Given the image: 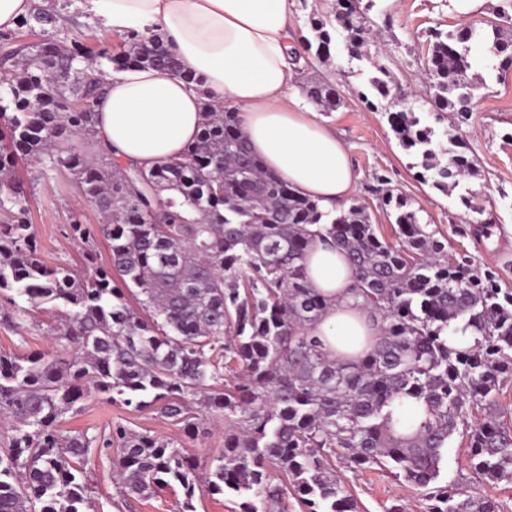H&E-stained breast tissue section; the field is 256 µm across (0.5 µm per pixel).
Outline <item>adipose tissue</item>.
<instances>
[{
    "mask_svg": "<svg viewBox=\"0 0 512 512\" xmlns=\"http://www.w3.org/2000/svg\"><path fill=\"white\" fill-rule=\"evenodd\" d=\"M111 31L150 28L179 58L182 74L131 67L108 77L95 104L99 145L124 165L151 168L181 157L203 122L202 102L240 113L254 154L301 195L330 209L359 179L341 140L288 90L302 64L290 34V0H82ZM193 81H186V74ZM308 279L330 307L316 331L330 357L360 350L368 312L351 297L344 253L315 244Z\"/></svg>",
    "mask_w": 512,
    "mask_h": 512,
    "instance_id": "ef3b65f1",
    "label": "adipose tissue"
}]
</instances>
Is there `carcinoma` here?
<instances>
[{
    "label": "carcinoma",
    "instance_id": "cac0c4a2",
    "mask_svg": "<svg viewBox=\"0 0 512 512\" xmlns=\"http://www.w3.org/2000/svg\"><path fill=\"white\" fill-rule=\"evenodd\" d=\"M335 18L310 21L301 48L330 54L336 33L351 50L365 45L360 0H338ZM68 4L0 32V67L12 76L0 92V306L5 324L24 328L38 313L59 314L48 335L74 348L0 351V512H90L85 462L112 454L126 499L173 485L182 512L202 492L242 499L240 512H359L336 463L373 466L403 480L423 512H501L488 495L462 496L440 482L448 440L468 438L470 467L491 484L512 483V428L497 419V396L512 381V289L475 275L466 260L448 262V241L419 222L402 195H386L399 241L378 235L367 208L334 214L303 197L249 149L239 113L205 100L196 139L177 161L122 174L70 144L98 146L96 113L70 108L105 86L104 65L164 67L160 35H120L118 51L91 30V41L60 50ZM476 30L438 29L424 61L432 106L444 118L470 111L465 46ZM488 50L512 68V42L492 25ZM371 81L366 104L390 103L400 145L422 156V178L448 187L473 174L461 143L449 163H434L435 130L395 104L387 71ZM311 101L341 105L336 88L304 86ZM31 159L52 177L70 174L104 224L68 225L69 236L109 243V263L87 255L90 271L48 266L27 223L28 194L15 176ZM342 250L354 274V298L377 322L378 336L354 357L333 359L315 323L328 299L311 287L306 256L319 240ZM468 333L471 343L453 344ZM91 397L151 409L189 438L207 415L224 416V452L200 475L174 439L117 423L94 434H64L68 414Z\"/></svg>",
    "mask_w": 512,
    "mask_h": 512
}]
</instances>
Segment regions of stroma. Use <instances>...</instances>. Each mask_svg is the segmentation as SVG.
I'll use <instances>...</instances> for the list:
<instances>
[{
    "mask_svg": "<svg viewBox=\"0 0 512 512\" xmlns=\"http://www.w3.org/2000/svg\"><path fill=\"white\" fill-rule=\"evenodd\" d=\"M369 16L372 25L368 47L354 56L339 39L330 58L305 56L292 94L302 95L304 86L311 82L336 85L341 106L333 112L318 111L317 116L336 132L361 174L349 202L368 208L381 235L390 240L395 234L394 213L382 203L383 191L388 188L411 201L421 223L431 225L438 236L447 237L449 259L466 255L477 271H492L502 287L512 288V242L503 234L505 226L512 225V70H499L494 57L476 49L477 62L469 74L475 95L473 112L465 118L452 114L436 120L423 61L430 30L453 32L462 27L450 0H374ZM384 70L395 78L407 107L423 123L466 145L476 176L446 191L420 179L419 157L400 146L384 109H368L360 98L371 80ZM16 176L28 190L27 219L46 263L66 262L81 271L89 253L97 263H108L110 251L105 240L86 246L66 234L72 220L85 224L101 221L100 212L87 202L73 176L46 178L40 167L29 161L19 162ZM465 196L477 198L482 213L468 211L461 203ZM458 225L471 227V234L455 235L453 229ZM117 422L140 432L183 437L179 427L168 424L155 412L136 411L104 399L85 402L78 414L67 416L64 427L91 431ZM224 429L223 417H206L201 433L192 439L183 438L187 453L200 464H209L224 450ZM85 469L96 512H114L117 496L111 462L92 454ZM340 475L360 503L361 512H384L397 499L407 503L409 512L422 510L414 491L387 471L344 467ZM442 478L458 483L467 493L489 495L500 502L503 512H512V484L492 486L472 472L460 435H453L448 442Z\"/></svg>",
    "mask_w": 512,
    "mask_h": 512,
    "instance_id": "35a3bbf8",
    "label": "stroma"
}]
</instances>
